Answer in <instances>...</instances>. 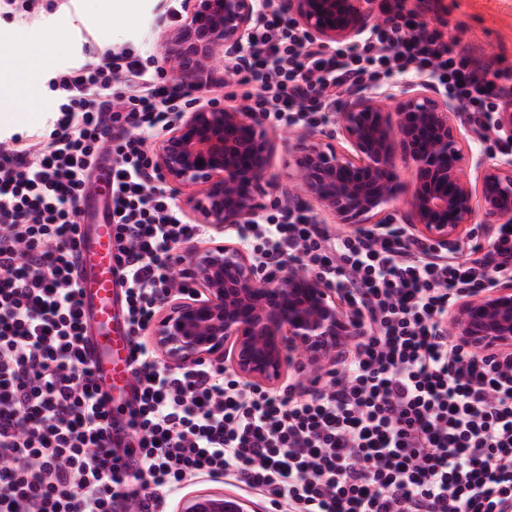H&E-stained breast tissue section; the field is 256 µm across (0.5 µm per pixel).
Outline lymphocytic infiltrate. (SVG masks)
<instances>
[{
  "label": "lymphocytic infiltrate",
  "instance_id": "1",
  "mask_svg": "<svg viewBox=\"0 0 512 512\" xmlns=\"http://www.w3.org/2000/svg\"><path fill=\"white\" fill-rule=\"evenodd\" d=\"M324 51L277 12L228 51L247 109L314 127L344 93L414 72L445 85L462 124L512 154L496 116L512 74L456 52L405 18ZM49 135L0 139V512H164L203 478H229L269 512H512V355L451 340L449 309L512 279V224L491 249L419 240L400 224L331 232L290 209L234 234L260 264L316 272L364 330L309 386L242 383L223 361L168 369L143 338L177 284L190 224L145 149L200 100L129 46L56 73ZM112 164L115 274L135 351L126 442L83 342L77 217L92 173Z\"/></svg>",
  "mask_w": 512,
  "mask_h": 512
}]
</instances>
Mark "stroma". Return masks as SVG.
Segmentation results:
<instances>
[{
	"label": "stroma",
	"instance_id": "obj_1",
	"mask_svg": "<svg viewBox=\"0 0 512 512\" xmlns=\"http://www.w3.org/2000/svg\"><path fill=\"white\" fill-rule=\"evenodd\" d=\"M132 12L115 7L114 0H51L38 20L28 25L0 23V133H33L42 130L51 102L46 94L47 74L57 68L83 65L85 42L98 50L118 45L136 48L164 64L161 34L176 20L166 11L165 0H135ZM422 18L439 29L490 70L512 72V0H433ZM26 43L35 82L21 95L22 77L11 55L13 44ZM274 144L272 166L262 184L265 207H291L322 221L317 204L297 196L288 181L293 156L282 129L268 127Z\"/></svg>",
	"mask_w": 512,
	"mask_h": 512
}]
</instances>
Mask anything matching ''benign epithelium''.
I'll list each match as a JSON object with an SVG mask.
<instances>
[{
    "label": "benign epithelium",
    "mask_w": 512,
    "mask_h": 512,
    "mask_svg": "<svg viewBox=\"0 0 512 512\" xmlns=\"http://www.w3.org/2000/svg\"><path fill=\"white\" fill-rule=\"evenodd\" d=\"M278 11L327 50L355 42L370 26L360 0H276ZM267 0H189L185 19L163 32L167 64L179 86L201 91L228 47L244 46ZM338 150L303 134L286 137L294 153L288 178L344 230L385 224L401 195L419 236L454 247L484 224L512 222V157L475 165L452 120L448 98L423 83L396 97L354 93L335 113ZM411 166L401 181L394 158ZM273 145L261 119L210 104L183 112L153 148V163L170 186L188 191L200 224L220 231L262 209L259 191ZM176 281L197 288L162 302L151 344L173 368L224 358L247 384L275 389L288 371L322 372L336 352L362 334L358 320L318 275L265 268L238 241H211L186 252ZM448 335L477 351L512 352V281L460 299L448 313ZM184 512H247L222 494L191 498Z\"/></svg>",
    "instance_id": "7a95c632"
}]
</instances>
